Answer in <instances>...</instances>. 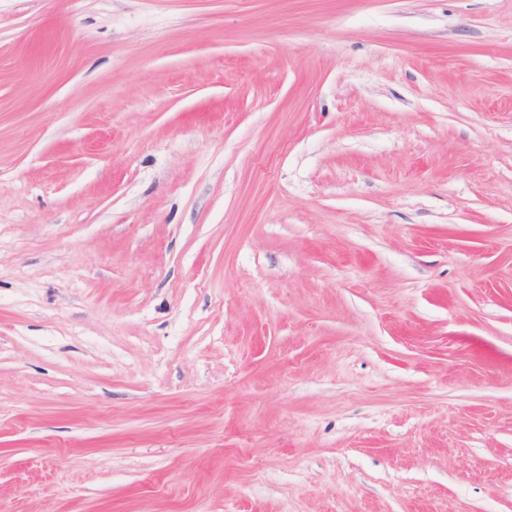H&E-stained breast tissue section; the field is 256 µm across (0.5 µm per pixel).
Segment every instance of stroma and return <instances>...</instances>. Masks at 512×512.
<instances>
[{
  "mask_svg": "<svg viewBox=\"0 0 512 512\" xmlns=\"http://www.w3.org/2000/svg\"><path fill=\"white\" fill-rule=\"evenodd\" d=\"M0 512H512V0H0Z\"/></svg>",
  "mask_w": 512,
  "mask_h": 512,
  "instance_id": "stroma-1",
  "label": "stroma"
}]
</instances>
